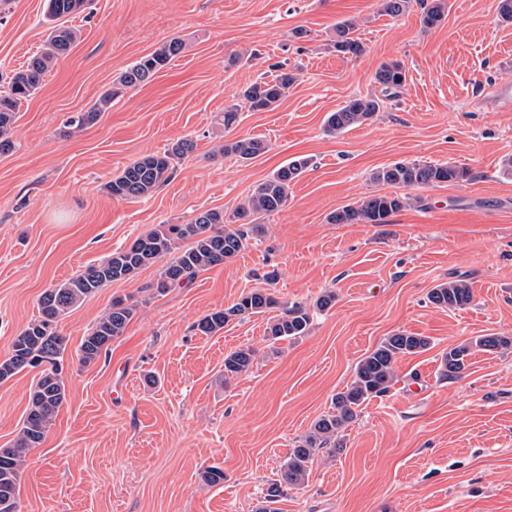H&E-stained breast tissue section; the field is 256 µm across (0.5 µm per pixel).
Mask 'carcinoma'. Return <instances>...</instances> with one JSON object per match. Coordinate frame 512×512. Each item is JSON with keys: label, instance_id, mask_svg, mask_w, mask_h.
<instances>
[{"label": "carcinoma", "instance_id": "1", "mask_svg": "<svg viewBox=\"0 0 512 512\" xmlns=\"http://www.w3.org/2000/svg\"><path fill=\"white\" fill-rule=\"evenodd\" d=\"M85 0H48V14L60 19L78 11ZM411 0H380V12L392 17L407 11ZM448 14L447 0H431L424 8L422 24L435 28ZM334 48L352 59L362 56L365 46L354 36L352 25L336 24ZM77 32L70 27L53 26L47 36L44 52L34 58L26 69L14 74L7 91L0 93V153L12 148L8 134L14 127L18 108L39 88L42 76L52 61L63 56L74 43ZM185 49L184 42L173 38L151 54L130 65L117 78L122 88H134L152 80L174 57ZM375 82L385 96L392 98L404 86L406 70L400 61L382 64L374 74ZM294 82L287 68H279L274 78L255 81L239 94L241 103L224 108V129L229 130L241 121L242 106L251 111L270 110L285 96ZM113 94L102 96L87 112L71 121L83 128L94 124L101 112L112 101ZM377 97H359L346 102L326 119L325 130L330 134L345 132L370 120L379 111ZM269 145L256 137H245L224 142V154L241 160H250L267 152ZM193 150L190 140H179L163 153L144 155L104 184L106 193L118 200L151 196L173 175L176 165ZM309 161L296 158L276 169L259 183L245 205L239 207L234 218L239 227L224 228V212L206 210L189 224H159L137 237L130 245L115 251L105 261L90 265L67 281L48 288L39 300V316L31 320L12 342L9 356L0 360V381H6L27 368H41L40 375L30 391L23 425L13 443L0 448V512H18V486L21 469L30 449L43 442L46 432L59 408L66 400V385L61 377L59 361L66 340L58 330L59 322L85 298L100 288L116 281L132 279L141 269L166 259L155 285L156 292L191 282L199 273L222 265L239 255L259 225L242 223L251 214L271 215L280 212L288 201L291 184L306 170ZM469 171L448 163L400 161L379 168L371 174L377 185H390L415 190L425 186L465 180ZM418 201L409 194H371L361 203L344 206L332 213L333 224H385L391 214ZM188 242L183 247L181 243ZM429 301L441 308H463L472 301L468 283L457 280L438 284L431 289ZM336 302V294L327 292L316 299L313 307L300 303L283 306L266 328V338L272 342L292 340L305 335L311 321V309L324 311ZM278 306L276 298L265 289H255L240 297L233 305L214 310L195 325L199 333L211 336L224 329L230 321L262 314ZM135 306L122 298L112 300L108 311L84 337L79 360L90 364L107 353L112 341L123 335L134 314ZM430 338L405 332L384 337L376 347L355 366L353 380L345 390L336 394L333 410L321 415L310 432L291 448L277 478L264 492L266 506L259 512H277L273 505L292 490L301 489L307 482L310 466L320 452L334 454L343 448L342 433L357 419L358 408L367 400L387 393L394 381V365L403 356L425 351ZM512 348V336H479L448 350L442 357V375L458 377L467 368L468 359L477 350L495 351ZM256 351L251 347L234 349L224 356V379L235 378L248 371Z\"/></svg>", "mask_w": 512, "mask_h": 512}]
</instances>
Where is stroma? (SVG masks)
<instances>
[{"mask_svg":"<svg viewBox=\"0 0 512 512\" xmlns=\"http://www.w3.org/2000/svg\"><path fill=\"white\" fill-rule=\"evenodd\" d=\"M424 0L398 17L378 0H88L68 17L79 29L24 100L0 153V359L39 314L42 293L160 224L202 211L232 218L254 187L297 157L311 164L285 208L253 215L262 231L234 260L158 294L160 264L109 284L62 318L66 400L19 482V512H257L263 492L313 422L333 408L357 362L399 331L428 350L400 358L390 391L367 400L336 455L319 453L305 487L279 512H512V349L478 351L463 376L441 374L448 349L477 336H512V25L499 0H447L423 28ZM46 0H0V89L41 53ZM349 20L366 47H333ZM184 51L145 85L123 90L97 123L72 131L115 79L161 43ZM404 63L397 97L340 135L325 119L353 98L379 96L374 73ZM297 79L274 110L219 117L242 87ZM256 136L269 149L248 161L224 141ZM180 139L195 148L147 199L116 200L104 184L143 155ZM450 163L467 180L417 189L422 202L384 224H332L329 215L376 192V169L398 161ZM466 280L462 309L428 300L436 285ZM270 287L282 303L334 305L308 333L266 341L270 313L204 336L197 321ZM135 307L123 336L94 363L79 347L114 298ZM256 359L224 378V356ZM38 377L0 382V447L15 439ZM217 466L223 484L202 481Z\"/></svg>","mask_w":512,"mask_h":512,"instance_id":"stroma-1","label":"stroma"}]
</instances>
